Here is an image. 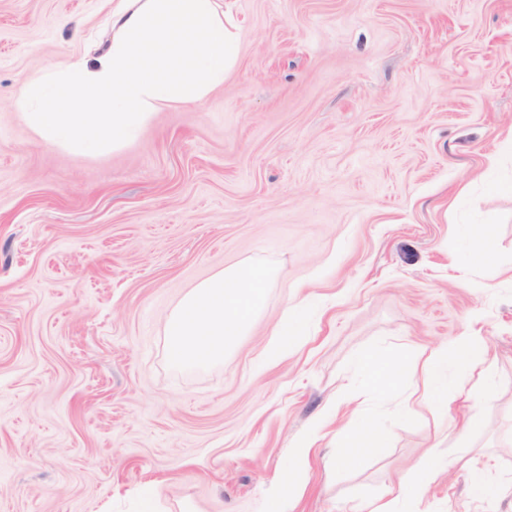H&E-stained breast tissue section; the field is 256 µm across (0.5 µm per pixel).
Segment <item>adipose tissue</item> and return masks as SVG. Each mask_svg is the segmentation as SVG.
Returning a JSON list of instances; mask_svg holds the SVG:
<instances>
[{
    "mask_svg": "<svg viewBox=\"0 0 512 512\" xmlns=\"http://www.w3.org/2000/svg\"><path fill=\"white\" fill-rule=\"evenodd\" d=\"M109 46L92 59L67 60L32 72L21 83L14 108L40 141L84 154H98L133 140L146 120L165 106L193 103L223 85L239 53V25L224 0H112ZM270 268L244 264L223 269L194 287L169 319V351L179 363L214 360L249 327L263 298ZM488 351L473 336L461 338L450 353L435 355L421 369L425 397L444 408L449 397H464L449 387L448 371L479 372ZM377 401H388L405 370L396 355H367L357 363ZM383 434L370 416L358 415L341 434L337 463L379 448ZM313 439L298 442L295 467L277 480L267 512H288L303 484L300 463L308 462ZM441 471L426 459L409 480L399 481L389 499H377L369 512H422Z\"/></svg>",
    "mask_w": 512,
    "mask_h": 512,
    "instance_id": "1",
    "label": "adipose tissue"
}]
</instances>
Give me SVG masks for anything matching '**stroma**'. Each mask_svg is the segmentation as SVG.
Listing matches in <instances>:
<instances>
[{
    "label": "stroma",
    "mask_w": 512,
    "mask_h": 512,
    "mask_svg": "<svg viewBox=\"0 0 512 512\" xmlns=\"http://www.w3.org/2000/svg\"><path fill=\"white\" fill-rule=\"evenodd\" d=\"M222 87L152 113L98 155L41 143L13 108L33 71L109 40L111 0H0V512H265L325 413L292 512H364L429 452L433 512H512V0H230ZM495 230L492 259L476 232ZM262 262L263 303L223 360L169 355L171 313L216 271ZM305 305L303 336L277 327ZM481 337L447 410L377 403L358 356L406 361ZM370 409L381 448L343 465ZM330 418L329 414L323 415L314 425L311 435L305 441H299L294 448H292V455L294 459L307 463L311 452L313 450V445L315 441L318 439L319 433L326 426Z\"/></svg>",
    "instance_id": "stroma-1"
}]
</instances>
